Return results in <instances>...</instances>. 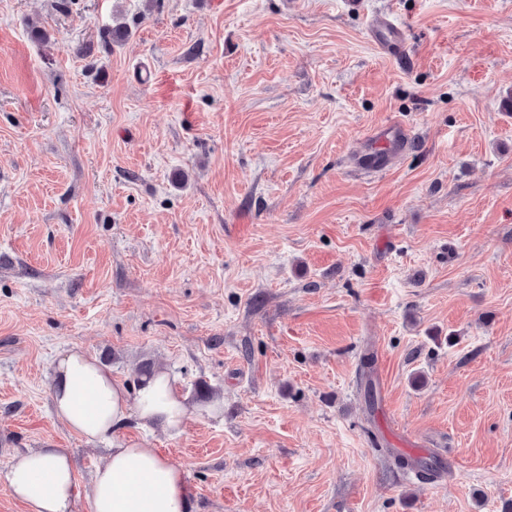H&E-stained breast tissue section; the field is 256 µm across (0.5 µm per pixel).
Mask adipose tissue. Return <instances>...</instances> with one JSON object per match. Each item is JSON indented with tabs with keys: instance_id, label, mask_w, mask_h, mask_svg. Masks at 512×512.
I'll return each instance as SVG.
<instances>
[{
	"instance_id": "adipose-tissue-1",
	"label": "adipose tissue",
	"mask_w": 512,
	"mask_h": 512,
	"mask_svg": "<svg viewBox=\"0 0 512 512\" xmlns=\"http://www.w3.org/2000/svg\"><path fill=\"white\" fill-rule=\"evenodd\" d=\"M53 409L70 431L104 443L108 452L95 470L90 512H191L185 474L158 449L126 439L129 421L146 430H181L194 413L218 412L219 401L191 402L165 370L128 388L88 350L75 347L57 361ZM26 512H74L76 490L68 449L35 448L14 457L4 476Z\"/></svg>"
}]
</instances>
